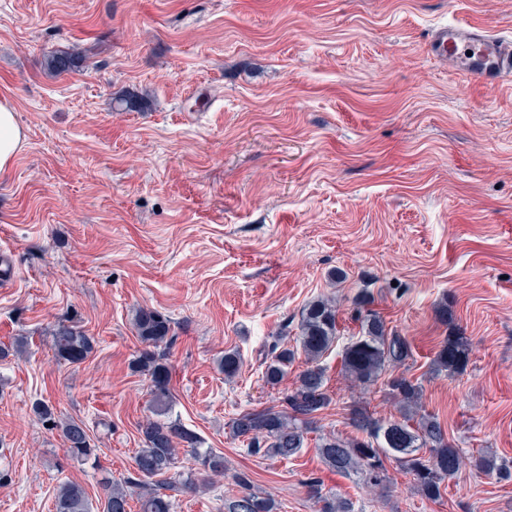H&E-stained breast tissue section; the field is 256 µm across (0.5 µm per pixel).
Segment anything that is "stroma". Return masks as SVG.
Returning a JSON list of instances; mask_svg holds the SVG:
<instances>
[{
    "instance_id": "1",
    "label": "stroma",
    "mask_w": 512,
    "mask_h": 512,
    "mask_svg": "<svg viewBox=\"0 0 512 512\" xmlns=\"http://www.w3.org/2000/svg\"><path fill=\"white\" fill-rule=\"evenodd\" d=\"M461 20L512 39V0H0V97L27 134L0 175L14 267L0 341L29 340L0 358V512H55L69 481L97 505L103 472L133 476L152 416L131 368L142 308L171 322L172 418L226 465L209 489L173 492L174 512H224L239 472L277 512H318L312 477L355 512H512V482L468 465L431 502L395 461L383 489L316 448L351 435L353 402L400 411L384 383L342 373L366 286L449 442L512 461V86L467 83L427 53L435 27ZM60 50L80 68L48 72ZM128 93L145 109L121 110ZM320 296L338 306L322 361L333 402L296 457L250 454L229 424L292 387L304 355L271 386L264 352ZM61 322L94 338L82 363L55 357ZM452 331L469 345L458 375L433 366ZM38 399L86 423L97 464L68 455Z\"/></svg>"
}]
</instances>
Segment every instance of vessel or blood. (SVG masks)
Masks as SVG:
<instances>
[{"label":"vessel or blood","instance_id":"1","mask_svg":"<svg viewBox=\"0 0 512 512\" xmlns=\"http://www.w3.org/2000/svg\"><path fill=\"white\" fill-rule=\"evenodd\" d=\"M428 50L474 84L494 87L512 83V41L484 25L454 22L440 26L434 30Z\"/></svg>","mask_w":512,"mask_h":512}]
</instances>
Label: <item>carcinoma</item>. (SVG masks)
<instances>
[{
    "mask_svg": "<svg viewBox=\"0 0 512 512\" xmlns=\"http://www.w3.org/2000/svg\"><path fill=\"white\" fill-rule=\"evenodd\" d=\"M83 56L74 51H57L46 58L47 69L54 74L69 73L79 67ZM373 292L364 288L355 298L357 320L361 335L343 349L342 370L354 384L368 386L384 373L390 394L401 404L402 418L378 419L359 403L348 408L349 424L355 435L322 438L319 454L323 462L343 476L362 474L371 483L389 482L385 460H397L406 474L412 477L414 490L423 498L436 500L442 496L445 482L455 478L462 462L460 449L448 442L440 423L421 412L423 387L406 376L401 367L411 357V347L405 337L386 328L382 318L370 309ZM338 309L335 300L321 297L303 309L298 325L296 343L302 350L307 367L301 371L293 388L283 394L280 408H265L246 412L233 419L230 432L233 438L246 443L255 454L288 459L297 455L305 445L306 434L313 429L316 417L333 402L327 387L326 369L321 360L336 342ZM135 329L143 345L135 367L151 380L152 402L159 419H149L141 427L142 445L134 456L137 477L122 483L105 478L102 512H128L129 500H137L139 512H171L172 502L161 487L176 488L165 479L175 467L180 446L190 448L199 461L183 479L182 486L198 489L209 486L213 479L224 474V457L212 450L199 451L198 436L177 421L162 418L170 405L169 367L158 349L172 339L171 322L160 313L142 309L135 318ZM56 356L70 364L83 362L93 350V340L78 327L60 323L52 334ZM295 349L273 344L265 357L266 382L276 385L295 360ZM469 361L468 343L462 336L445 337L433 361L437 370L451 374L464 372ZM32 411L40 420L52 424L60 432L69 455L80 462L98 460V449L91 444L86 424L73 418L55 419L52 407L37 400ZM478 473H494L502 480L512 478V464L488 453L471 458ZM241 494L224 502V512H274V504L251 491L247 474L235 476ZM308 492L321 503L320 512H353L349 501L327 497L322 493L320 480L307 482ZM56 512H92L93 505L86 490L78 483L65 482L59 486L55 500Z\"/></svg>",
    "mask_w": 512,
    "mask_h": 512,
    "instance_id": "obj_1",
    "label": "carcinoma"
}]
</instances>
